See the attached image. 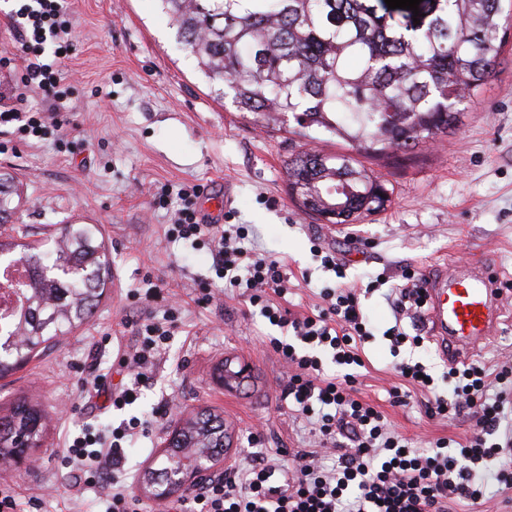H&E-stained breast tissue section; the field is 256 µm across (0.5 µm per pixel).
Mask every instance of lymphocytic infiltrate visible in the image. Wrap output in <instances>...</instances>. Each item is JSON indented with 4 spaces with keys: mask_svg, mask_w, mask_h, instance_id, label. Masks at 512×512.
Returning <instances> with one entry per match:
<instances>
[{
    "mask_svg": "<svg viewBox=\"0 0 512 512\" xmlns=\"http://www.w3.org/2000/svg\"><path fill=\"white\" fill-rule=\"evenodd\" d=\"M67 10L66 0H25L11 17L21 48L29 49L34 42L60 43L62 29L56 18ZM197 195L196 187L183 190L185 206L170 235L206 241L215 272L226 287H247L249 302L262 317L271 325L291 328V341L269 340L288 370L281 397L291 401L295 412L315 419L320 445L335 455L336 468L322 473L314 450L297 452L275 464L259 453L248 467L224 469L200 483L190 496L169 502L165 512H450L455 500H482V478L492 470V461L512 456V427L502 426L512 413V396L503 388L512 364L503 363L492 371L476 363L449 367L452 396H435L426 413L432 418L466 414L473 432L457 447L442 441L418 453L389 429L377 406L356 396V369L364 364L357 343L372 334L360 294L374 292L375 282L362 290L345 285V264L335 253H325L321 261L340 278V285L324 289V305L318 313L294 314L281 305L288 281L278 261L244 247V227L205 223L194 206ZM400 277L401 284L385 295L395 320L386 334L395 350L408 342L423 344V336L407 334L401 322L407 315L420 316L427 304L418 273L405 267ZM176 327L173 315L167 324L145 326L141 346L121 360L131 384L113 396V407L120 409L137 399L141 379L160 342ZM324 351L342 366V373L326 374L320 357ZM147 433L145 423L132 420L107 434L75 437L69 445L65 466L82 470L84 488H106L104 512H137L138 501L119 474L126 459L125 443ZM495 473L505 502L511 504L512 472Z\"/></svg>",
    "mask_w": 512,
    "mask_h": 512,
    "instance_id": "1",
    "label": "lymphocytic infiltrate"
}]
</instances>
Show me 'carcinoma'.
Returning a JSON list of instances; mask_svg holds the SVG:
<instances>
[{"label": "carcinoma", "instance_id": "1", "mask_svg": "<svg viewBox=\"0 0 512 512\" xmlns=\"http://www.w3.org/2000/svg\"><path fill=\"white\" fill-rule=\"evenodd\" d=\"M177 38L197 58L219 94L240 112L263 120L295 115L302 130L323 129L356 151L407 153L446 135L460 122L465 100L487 85L499 64L504 0H422L413 12L384 0H159ZM300 206L316 215L345 204L350 223L383 208L372 197L376 178L346 155L305 152L289 163ZM18 189L0 174V224L8 223ZM94 224H62L52 246L0 240V255L21 248L18 261L31 281L12 294L20 311L10 353H0L7 376L41 346L87 323L109 279L110 261ZM38 403L16 399L0 417V457L18 458L39 446ZM224 455V420L201 410L167 439L161 469L143 477L144 489L164 487L168 470Z\"/></svg>", "mask_w": 512, "mask_h": 512}]
</instances>
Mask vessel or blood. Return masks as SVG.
<instances>
[{
	"mask_svg": "<svg viewBox=\"0 0 512 512\" xmlns=\"http://www.w3.org/2000/svg\"><path fill=\"white\" fill-rule=\"evenodd\" d=\"M498 282L497 275L484 266L469 276L453 271L424 281L429 303L427 328L444 359L469 361L480 345L491 339L499 314ZM256 378L250 359L233 351L225 354L226 394H237L244 383Z\"/></svg>",
	"mask_w": 512,
	"mask_h": 512,
	"instance_id": "vessel-or-blood-1",
	"label": "vessel or blood"
}]
</instances>
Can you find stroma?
Segmentation results:
<instances>
[{
    "label": "stroma",
    "mask_w": 512,
    "mask_h": 512,
    "mask_svg": "<svg viewBox=\"0 0 512 512\" xmlns=\"http://www.w3.org/2000/svg\"><path fill=\"white\" fill-rule=\"evenodd\" d=\"M66 54L43 46L42 61L59 62L61 97L31 92L22 108L44 116V138L24 137L15 125L0 127V172L13 176L21 204L11 223L28 243L43 245L58 224H94L111 263V276L92 320L50 342L15 373L0 379V413L19 395L39 399L47 416L40 447L29 460L0 467V486L12 490L16 512H101L93 491L75 486L64 467L67 437L100 434L146 422L148 434L126 451L124 472L140 512L160 505L140 478L160 467L166 440L180 421L206 409L236 426L238 447L215 468L243 467L253 450L275 455L316 448L306 418L280 399L286 370L269 345L288 333L254 313L241 289L225 287L206 244L167 237L181 201L182 184L217 187L230 196L227 210L249 236L244 245L278 260L288 277L290 308L309 313L321 291L337 278L323 268L314 245L347 263V279L366 282L401 267L422 275L482 259L501 282H512V31L497 72L468 103L454 133L413 153H360L356 159L390 195L386 210L341 228L301 211L288 188L289 162L301 151L345 153L346 140L324 131L314 139L296 135L292 115L265 124L218 96L197 59L176 38L159 0H69ZM16 0H0V100L22 86L23 61L10 26ZM161 293L143 300L146 281ZM373 334L359 345L366 362L359 397L378 405L392 431L425 450L471 432L466 415L432 419V394L450 396L448 363L432 342L404 344L392 354L385 335L394 323L382 291L362 296ZM178 307V328L160 347L139 399L123 409L112 396L130 383L122 356L140 345L141 327L162 321ZM499 323L476 361L492 366L512 359V294L499 300ZM240 349L256 362L263 390L225 396L215 378L225 351ZM422 363L433 390L412 392L408 405L390 403L398 386L397 360ZM104 384L94 387V377ZM258 434L249 445V434Z\"/></svg>",
    "instance_id": "obj_1"
}]
</instances>
